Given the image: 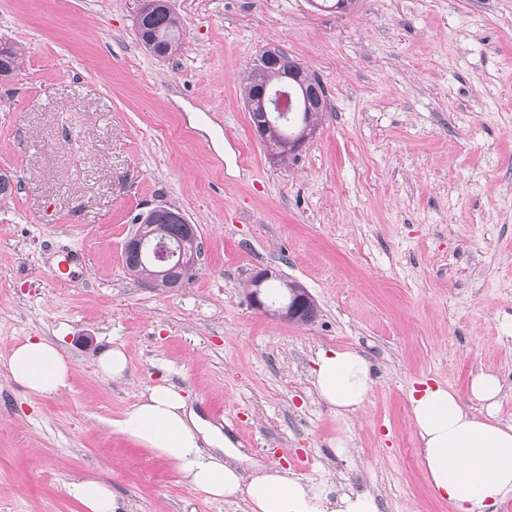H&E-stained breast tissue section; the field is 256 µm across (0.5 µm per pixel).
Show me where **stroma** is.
<instances>
[{
    "instance_id": "1",
    "label": "stroma",
    "mask_w": 512,
    "mask_h": 512,
    "mask_svg": "<svg viewBox=\"0 0 512 512\" xmlns=\"http://www.w3.org/2000/svg\"><path fill=\"white\" fill-rule=\"evenodd\" d=\"M134 0H0L25 56L0 84V512H82L78 475L125 512H246L209 501L112 426L160 381L249 463L276 462L380 512H454L431 491L407 395H467L495 371L512 423V0H171L179 55L139 43ZM299 59L329 108L297 162L255 140L242 80L262 52ZM173 204L202 242L190 284L144 287L123 265L140 213ZM70 260L67 282L53 273ZM260 269L317 314L249 302ZM59 336L69 389L34 396L6 361ZM122 347L123 379L96 368ZM351 347L376 384L351 424L319 400L316 352ZM350 434L346 448L336 439ZM272 278V272L264 269L257 271L252 279L251 286L253 290L250 292V301L254 308L259 311L270 313L286 321H295L299 318L310 319L315 314L316 306L309 293L293 291L289 302L278 309H271L270 306L263 300L262 288L263 285Z\"/></svg>"
}]
</instances>
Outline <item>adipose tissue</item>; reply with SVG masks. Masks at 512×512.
I'll return each mask as SVG.
<instances>
[{
	"instance_id": "ef3b65f1",
	"label": "adipose tissue",
	"mask_w": 512,
	"mask_h": 512,
	"mask_svg": "<svg viewBox=\"0 0 512 512\" xmlns=\"http://www.w3.org/2000/svg\"><path fill=\"white\" fill-rule=\"evenodd\" d=\"M319 398L346 418L365 407L375 379L369 359L353 348H322L313 360ZM7 371L34 395L70 388L72 368L56 341L29 336L15 346ZM469 398L442 384L410 390L409 414L422 464L434 494L457 512H495L512 499V424L497 413L502 385L491 372L471 381ZM481 402L484 416L467 407ZM125 437L152 456L173 465L181 481L209 500L239 497L250 512H378L367 492L341 491L325 479L295 474L271 465L251 479L221 459L230 445L219 429L204 424L183 389L168 381L148 387L116 420ZM69 496L84 512H116L111 488L95 477L67 485Z\"/></svg>"
}]
</instances>
